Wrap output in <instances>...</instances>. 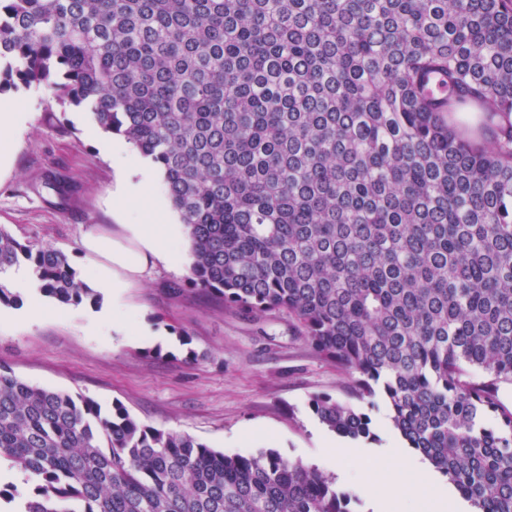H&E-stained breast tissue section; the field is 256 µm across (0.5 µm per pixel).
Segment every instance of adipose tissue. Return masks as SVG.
Returning a JSON list of instances; mask_svg holds the SVG:
<instances>
[{
    "label": "adipose tissue",
    "instance_id": "1",
    "mask_svg": "<svg viewBox=\"0 0 512 512\" xmlns=\"http://www.w3.org/2000/svg\"><path fill=\"white\" fill-rule=\"evenodd\" d=\"M31 119L19 100L0 102V169L8 166L14 138ZM101 146L111 153L114 165L123 172L112 193L113 200H136L145 182L154 175L152 167L139 161L136 149L125 142L105 139ZM165 217V208L159 203L144 215L141 223L117 224L109 231L92 226L81 236L80 252L88 265L84 282L111 297L106 325L114 332L125 333L128 311L124 299L150 269L164 264L182 271L190 265L191 242L185 225L166 223Z\"/></svg>",
    "mask_w": 512,
    "mask_h": 512
}]
</instances>
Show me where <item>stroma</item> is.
<instances>
[{
    "label": "stroma",
    "instance_id": "35a3bbf8",
    "mask_svg": "<svg viewBox=\"0 0 512 512\" xmlns=\"http://www.w3.org/2000/svg\"><path fill=\"white\" fill-rule=\"evenodd\" d=\"M33 121L19 136L8 172L0 174V227L19 241L52 247L84 273L82 232L132 224L136 212H112L118 173L94 132L88 109L61 108L50 89L22 88ZM47 313L29 328L0 323V362L19 378L93 399L102 410L121 404L141 425L187 434L226 453L282 455L331 473L328 430L308 407L315 394L351 401V382L318 357L295 322L224 304L156 266L133 289L138 336H105L94 311L69 316L45 299ZM167 334L153 342L144 329ZM380 440L370 443L377 479L398 466L387 450L400 442L386 411L373 412Z\"/></svg>",
    "mask_w": 512,
    "mask_h": 512
}]
</instances>
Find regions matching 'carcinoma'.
I'll list each match as a JSON object with an SVG mask.
<instances>
[{
    "mask_svg": "<svg viewBox=\"0 0 512 512\" xmlns=\"http://www.w3.org/2000/svg\"><path fill=\"white\" fill-rule=\"evenodd\" d=\"M33 85L159 165L195 287L287 313L476 512H512V0H0V93ZM21 258L44 295L98 300L0 228V274ZM1 458L36 479L25 512H351L275 449L225 454L0 363Z\"/></svg>",
    "mask_w": 512,
    "mask_h": 512,
    "instance_id": "1",
    "label": "carcinoma"
}]
</instances>
